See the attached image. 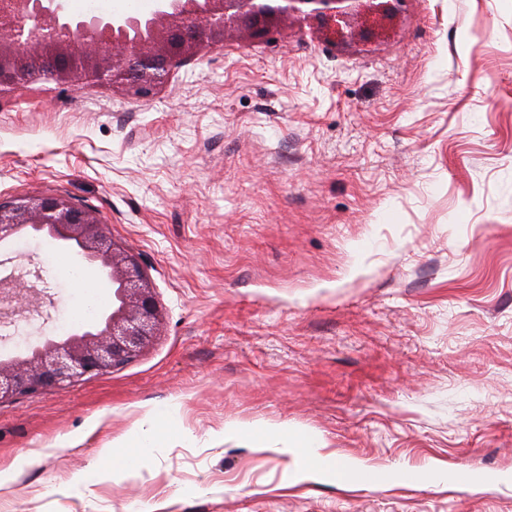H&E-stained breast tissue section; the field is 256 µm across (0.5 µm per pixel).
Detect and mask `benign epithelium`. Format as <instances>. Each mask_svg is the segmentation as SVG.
Masks as SVG:
<instances>
[{
	"instance_id": "benign-epithelium-1",
	"label": "benign epithelium",
	"mask_w": 512,
	"mask_h": 512,
	"mask_svg": "<svg viewBox=\"0 0 512 512\" xmlns=\"http://www.w3.org/2000/svg\"><path fill=\"white\" fill-rule=\"evenodd\" d=\"M401 0H157L148 16L90 17L76 21L61 0H0V55L27 53L34 35L55 54L65 46L105 59L100 68L72 71L56 61L46 79L69 84L151 89L163 84L155 75L154 57L144 51L169 35L183 18L225 39L231 31L251 37L269 24L300 15L316 21L331 39L363 40L391 28ZM35 234L61 242L81 260L102 266L113 288L112 311L100 327L81 328L60 339L47 338L24 357L0 360V402L39 390H65L87 375L111 372L146 349L159 335L162 315L151 282L139 263L108 236L92 213L62 197L0 203V242ZM23 277L0 280V301L13 313L32 305L22 293Z\"/></svg>"
}]
</instances>
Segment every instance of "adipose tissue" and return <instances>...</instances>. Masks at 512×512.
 <instances>
[{"label": "adipose tissue", "mask_w": 512, "mask_h": 512, "mask_svg": "<svg viewBox=\"0 0 512 512\" xmlns=\"http://www.w3.org/2000/svg\"><path fill=\"white\" fill-rule=\"evenodd\" d=\"M192 437L175 421L170 406L159 405L149 409L140 428L118 441V462L120 472L130 474L141 468L151 454L152 448L163 442H191ZM320 442L312 435L301 434L291 440L290 453L298 456L305 471H335L340 481L346 482L360 475L354 465L335 466L329 456L320 451Z\"/></svg>", "instance_id": "obj_1"}]
</instances>
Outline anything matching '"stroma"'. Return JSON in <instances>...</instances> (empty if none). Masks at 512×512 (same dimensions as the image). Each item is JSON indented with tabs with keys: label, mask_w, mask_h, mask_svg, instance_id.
I'll use <instances>...</instances> for the list:
<instances>
[{
	"label": "stroma",
	"mask_w": 512,
	"mask_h": 512,
	"mask_svg": "<svg viewBox=\"0 0 512 512\" xmlns=\"http://www.w3.org/2000/svg\"><path fill=\"white\" fill-rule=\"evenodd\" d=\"M48 195L107 224L163 328L0 403V512H512V0H403L371 42L289 19L146 95L35 77L0 96V202ZM51 252L0 243L40 304L0 359L78 325ZM166 404L192 443L111 477ZM256 421L270 447L223 432ZM305 433L382 488L299 477L282 447Z\"/></svg>",
	"instance_id": "stroma-1"
}]
</instances>
